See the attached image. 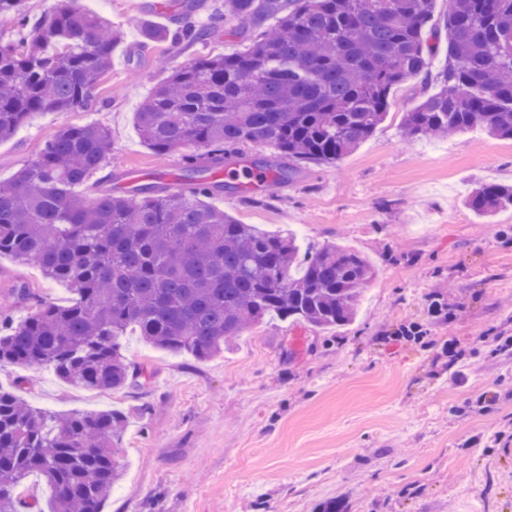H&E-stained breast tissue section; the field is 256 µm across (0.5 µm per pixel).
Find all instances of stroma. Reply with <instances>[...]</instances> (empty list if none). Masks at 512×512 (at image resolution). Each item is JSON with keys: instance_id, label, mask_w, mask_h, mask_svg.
<instances>
[{"instance_id": "stroma-1", "label": "stroma", "mask_w": 512, "mask_h": 512, "mask_svg": "<svg viewBox=\"0 0 512 512\" xmlns=\"http://www.w3.org/2000/svg\"><path fill=\"white\" fill-rule=\"evenodd\" d=\"M178 0H79L121 30L102 106L34 113L0 142V181L36 158L64 125L100 124L115 163L98 179L126 185L184 178L190 144L166 155L140 138L135 113L176 66L244 49L210 13L205 41L151 42ZM434 82H406L375 132L337 165H309L273 194L243 190V168L272 159L242 146L211 198L244 224L295 233L302 249L338 242L372 260L376 278L355 320L315 330L268 318L224 354L199 361L135 333L123 354L147 385L78 389L48 368L0 364V388L43 410L127 415L124 475L103 512H512V210L481 219L463 205L478 185L512 184V140L472 129L404 137V112ZM26 283L70 303L63 283L0 256V288Z\"/></svg>"}]
</instances>
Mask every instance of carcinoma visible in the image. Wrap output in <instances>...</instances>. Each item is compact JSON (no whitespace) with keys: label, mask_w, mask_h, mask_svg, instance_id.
Here are the masks:
<instances>
[{"label":"carcinoma","mask_w":512,"mask_h":512,"mask_svg":"<svg viewBox=\"0 0 512 512\" xmlns=\"http://www.w3.org/2000/svg\"><path fill=\"white\" fill-rule=\"evenodd\" d=\"M434 0H215L211 15L250 38L241 53L173 68L138 112L142 140L158 154L187 144L188 190L164 185L116 191L91 178L112 135L98 124L64 125L38 156L0 183V256L34 265L76 295L40 304L9 323L10 309L38 300L24 283L0 303V363L50 366L79 388L120 390L145 378L122 354L135 329L148 344L199 360L222 352L250 325L276 315L315 329L357 315L376 266L334 243L301 253L293 234L243 224L201 200L224 191V162L240 147L269 146L264 181L279 185L305 165L335 164L387 115L392 90L430 68L438 50ZM25 0H0V141L44 110L87 109L122 40L102 15L65 3L31 21ZM274 26L261 28L267 18ZM150 40L204 41L189 14ZM448 66L410 111L412 139L479 128L512 139V0H448ZM86 186L89 200L75 191ZM467 205L491 217L512 209V185L488 183ZM124 414L59 417L0 389V512H19L31 474L55 493L53 512H102L124 474Z\"/></svg>","instance_id":"obj_1"}]
</instances>
